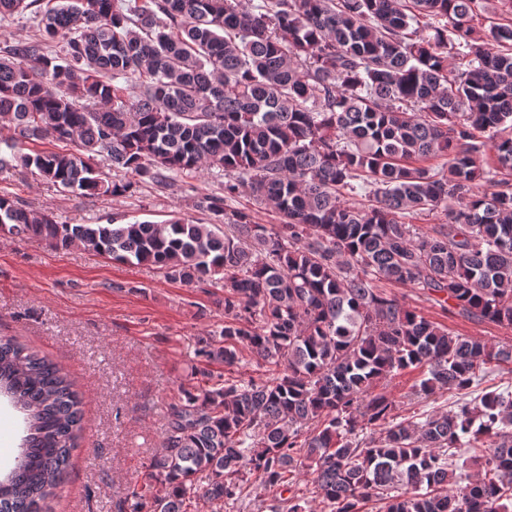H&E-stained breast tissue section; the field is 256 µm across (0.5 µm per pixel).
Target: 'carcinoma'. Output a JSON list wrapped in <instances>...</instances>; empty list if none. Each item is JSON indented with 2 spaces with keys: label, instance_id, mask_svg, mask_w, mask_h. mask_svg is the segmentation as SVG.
<instances>
[{
  "label": "carcinoma",
  "instance_id": "1",
  "mask_svg": "<svg viewBox=\"0 0 512 512\" xmlns=\"http://www.w3.org/2000/svg\"><path fill=\"white\" fill-rule=\"evenodd\" d=\"M499 4L485 31V0H0V20L35 27L0 46L1 167L81 196L226 178L195 201L206 224H60L0 194L10 235L224 288V327L197 356L272 371L192 370L203 384L170 405L132 512L234 504L254 481L268 491L255 512H512V392L467 400L512 344L454 335L383 289L512 328V0ZM245 189L280 223L231 208ZM360 192L368 204L347 202ZM437 212L419 235L405 222ZM406 370L411 394L463 399L397 420L384 384ZM2 395L25 435L0 512H43L80 447L82 395L0 337Z\"/></svg>",
  "mask_w": 512,
  "mask_h": 512
}]
</instances>
